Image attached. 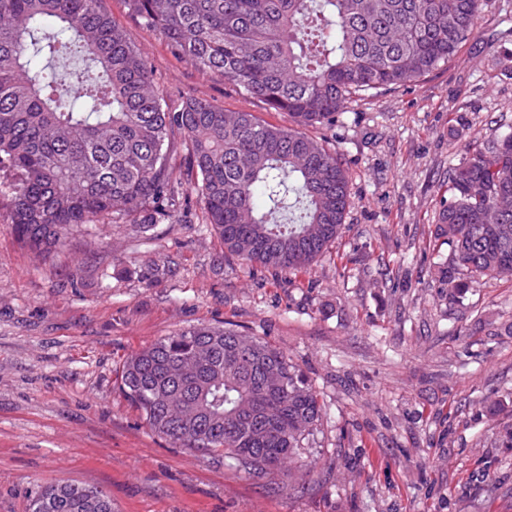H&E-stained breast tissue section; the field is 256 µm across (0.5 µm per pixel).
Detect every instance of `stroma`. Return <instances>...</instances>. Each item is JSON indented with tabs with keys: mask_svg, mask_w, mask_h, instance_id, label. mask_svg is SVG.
I'll use <instances>...</instances> for the list:
<instances>
[{
	"mask_svg": "<svg viewBox=\"0 0 512 512\" xmlns=\"http://www.w3.org/2000/svg\"><path fill=\"white\" fill-rule=\"evenodd\" d=\"M106 5L168 95L292 126L175 56L124 0ZM510 131L512 0H490L448 65L309 128L348 169L350 205L307 271L224 262L197 206L187 224L71 243L50 266L0 223V512H29L51 482L103 489L115 512H512V448L496 441L512 423V282L480 279L457 301L433 269L450 254L434 237L449 163ZM170 260L175 273L150 283L148 264ZM200 324L264 338L318 390L312 471L296 484L265 488L172 447L120 393L127 356Z\"/></svg>",
	"mask_w": 512,
	"mask_h": 512,
	"instance_id": "obj_1",
	"label": "stroma"
}]
</instances>
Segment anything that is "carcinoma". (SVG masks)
Returning a JSON list of instances; mask_svg holds the SVG:
<instances>
[{
  "instance_id": "carcinoma-1",
  "label": "carcinoma",
  "mask_w": 512,
  "mask_h": 512,
  "mask_svg": "<svg viewBox=\"0 0 512 512\" xmlns=\"http://www.w3.org/2000/svg\"><path fill=\"white\" fill-rule=\"evenodd\" d=\"M140 25L204 76L233 82L300 127L336 126L347 103L448 64L483 0H126ZM83 54L84 64L66 67ZM183 147L186 174L169 159ZM3 223L39 259L98 225L178 224L192 199L224 259L261 272L310 268L342 237L349 174L302 131L207 98L171 100L105 0H0ZM438 282L512 279V132L448 167L435 225ZM118 389L178 448L218 453L257 482L302 458L324 404L259 336L200 325L132 353ZM30 512H114L105 491L51 483Z\"/></svg>"
}]
</instances>
